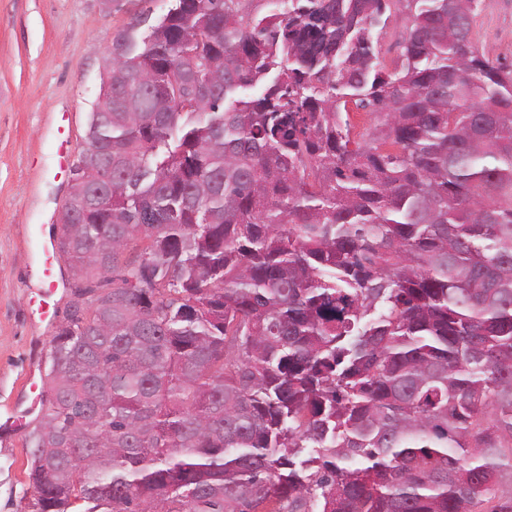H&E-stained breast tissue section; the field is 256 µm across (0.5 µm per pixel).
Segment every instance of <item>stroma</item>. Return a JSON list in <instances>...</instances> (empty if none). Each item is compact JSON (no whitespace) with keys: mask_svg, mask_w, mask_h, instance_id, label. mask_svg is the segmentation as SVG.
I'll return each instance as SVG.
<instances>
[{"mask_svg":"<svg viewBox=\"0 0 512 512\" xmlns=\"http://www.w3.org/2000/svg\"><path fill=\"white\" fill-rule=\"evenodd\" d=\"M172 0H0V416L26 409L47 369L51 341L75 300L76 280L62 266L42 274L59 229L52 218L70 200L72 172L61 169L59 129L72 156L86 145L100 93V68L116 32L156 21ZM374 34L384 72L400 64L403 6L390 0ZM472 40L490 61L512 65V0H480ZM49 301L52 321L35 311ZM24 434L0 438V512H31Z\"/></svg>","mask_w":512,"mask_h":512,"instance_id":"stroma-1","label":"stroma"}]
</instances>
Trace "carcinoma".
Returning <instances> with one entry per match:
<instances>
[{
	"instance_id": "obj_1",
	"label": "carcinoma",
	"mask_w": 512,
	"mask_h": 512,
	"mask_svg": "<svg viewBox=\"0 0 512 512\" xmlns=\"http://www.w3.org/2000/svg\"><path fill=\"white\" fill-rule=\"evenodd\" d=\"M404 2L387 75L386 0L115 34L36 512H512V68L461 37L478 0ZM350 100L384 116L355 147ZM387 4L388 9L384 18L389 17L385 25L375 32L373 40L383 71L391 73L400 65L401 47L406 36V28L402 4L397 2H387Z\"/></svg>"
}]
</instances>
